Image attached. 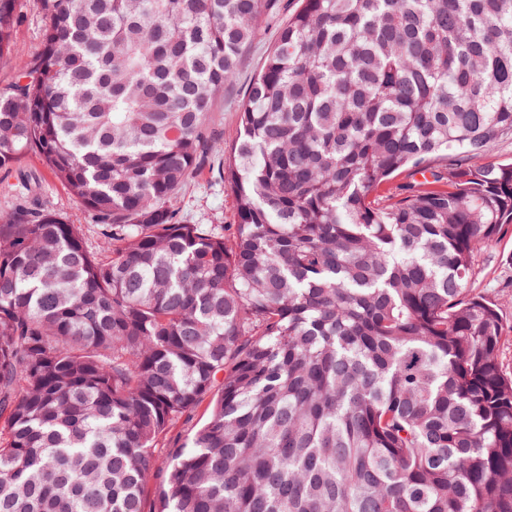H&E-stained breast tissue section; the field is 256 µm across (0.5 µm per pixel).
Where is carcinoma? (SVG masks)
I'll return each mask as SVG.
<instances>
[{"mask_svg": "<svg viewBox=\"0 0 512 512\" xmlns=\"http://www.w3.org/2000/svg\"><path fill=\"white\" fill-rule=\"evenodd\" d=\"M0 89L95 221L0 211V512H512V0H298L221 171L207 115L272 0H39ZM19 0H0V58ZM21 21L14 34L15 53L0 58V87L15 80L20 56L35 54L40 48L43 16L38 0H19ZM18 53V55L16 54ZM178 207L182 220L191 224L235 223L224 182L209 170V164L183 188ZM512 226L475 259L474 287L489 296L500 308L504 318L512 323Z\"/></svg>", "mask_w": 512, "mask_h": 512, "instance_id": "1", "label": "carcinoma"}]
</instances>
